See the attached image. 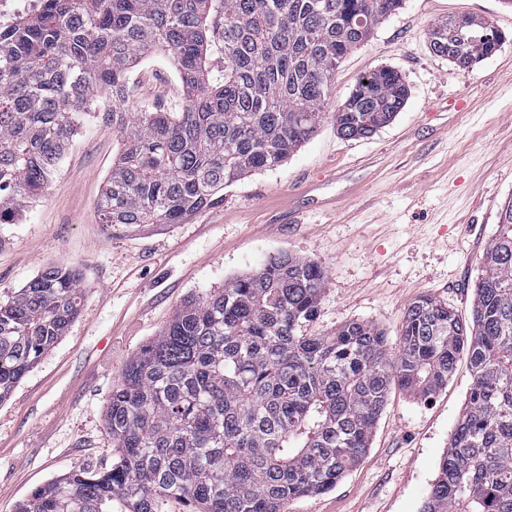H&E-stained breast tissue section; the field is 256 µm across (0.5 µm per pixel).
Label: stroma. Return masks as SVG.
<instances>
[{
  "label": "stroma",
  "instance_id": "1",
  "mask_svg": "<svg viewBox=\"0 0 512 512\" xmlns=\"http://www.w3.org/2000/svg\"><path fill=\"white\" fill-rule=\"evenodd\" d=\"M461 15L488 19L499 50L462 69L432 53L428 30ZM391 67L409 89L371 137L346 139L332 120L280 165L226 187L223 203L181 224L115 234L97 205L119 144L94 121L46 193L0 224V292L50 267L86 288L65 335L0 402V512L50 480L112 464L106 409L126 364L185 299L202 298L281 253L321 264L327 282L313 334L359 320L396 343L423 295L470 319L481 260L512 197V7L502 0H403L336 71L335 111L359 76ZM130 102L179 111L181 83L164 52L130 75ZM472 385L459 358L429 400L391 389L360 462L332 490L288 512H420Z\"/></svg>",
  "mask_w": 512,
  "mask_h": 512
}]
</instances>
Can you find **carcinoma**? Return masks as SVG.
I'll list each match as a JSON object with an SVG mask.
<instances>
[{
  "label": "carcinoma",
  "instance_id": "cac0c4a2",
  "mask_svg": "<svg viewBox=\"0 0 512 512\" xmlns=\"http://www.w3.org/2000/svg\"><path fill=\"white\" fill-rule=\"evenodd\" d=\"M0 28V224L41 195L84 121L120 139L97 206L113 233L180 224L224 188L292 156L326 118L336 70L403 0H39ZM431 51L461 68L495 54L488 20L452 17ZM170 52L178 112L126 105L144 54ZM397 71L361 75L332 113L368 138L407 100ZM323 268L281 254L204 299L179 305L124 368L106 426L108 470L68 473L17 512H286L362 458L392 386L426 399L460 355L473 384L420 512H512V199L484 255L472 318L419 298L390 351L385 332L350 321L308 333ZM85 288L51 267L0 296V402L64 336Z\"/></svg>",
  "mask_w": 512,
  "mask_h": 512
}]
</instances>
